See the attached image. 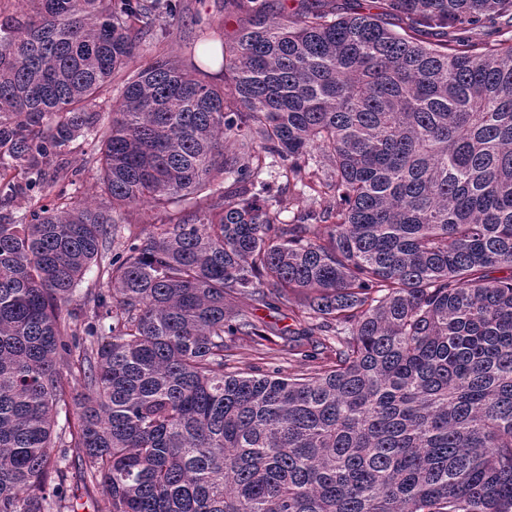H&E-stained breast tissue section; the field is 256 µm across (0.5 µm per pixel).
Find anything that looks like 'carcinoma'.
I'll list each match as a JSON object with an SVG mask.
<instances>
[{"label": "carcinoma", "mask_w": 512, "mask_h": 512, "mask_svg": "<svg viewBox=\"0 0 512 512\" xmlns=\"http://www.w3.org/2000/svg\"><path fill=\"white\" fill-rule=\"evenodd\" d=\"M329 2L224 0L222 84L139 55L178 0L0 16V173L33 200L0 223V512H50L59 444L95 512H512V40L476 38L512 0ZM79 135L103 207L63 184ZM268 158L323 189L288 223ZM273 334L318 365L230 369ZM164 215L161 211L149 206H140L136 208L129 220L132 223L129 227L131 232H139L142 229H150L152 224L162 223Z\"/></svg>", "instance_id": "carcinoma-1"}]
</instances>
